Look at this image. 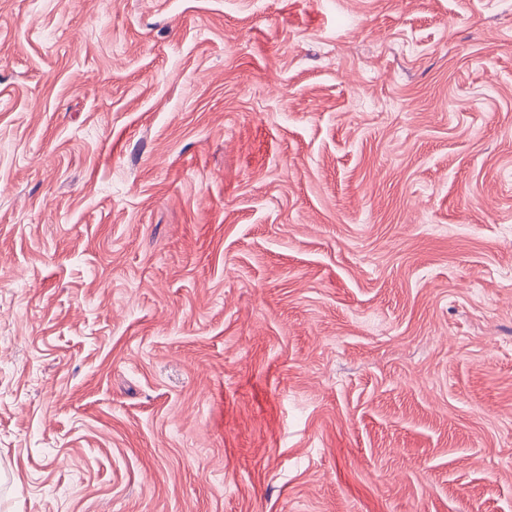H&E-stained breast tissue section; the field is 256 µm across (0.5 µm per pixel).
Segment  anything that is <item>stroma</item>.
Wrapping results in <instances>:
<instances>
[{
    "label": "stroma",
    "instance_id": "35a3bbf8",
    "mask_svg": "<svg viewBox=\"0 0 512 512\" xmlns=\"http://www.w3.org/2000/svg\"><path fill=\"white\" fill-rule=\"evenodd\" d=\"M0 512H512V0H0Z\"/></svg>",
    "mask_w": 512,
    "mask_h": 512
}]
</instances>
